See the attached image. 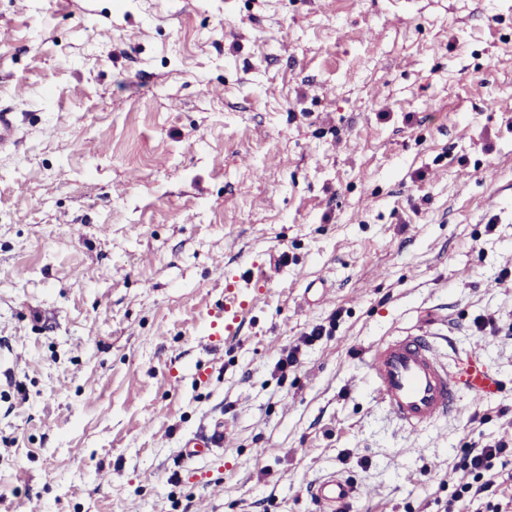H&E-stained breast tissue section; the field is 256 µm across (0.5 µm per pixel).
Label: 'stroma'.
Here are the masks:
<instances>
[{"label":"stroma","instance_id":"obj_1","mask_svg":"<svg viewBox=\"0 0 512 512\" xmlns=\"http://www.w3.org/2000/svg\"><path fill=\"white\" fill-rule=\"evenodd\" d=\"M0 32V512H315L331 473L435 512L512 439V335L475 326L512 321V0H0ZM419 331L502 388L411 433L362 357ZM18 125L13 112L0 111V151L11 149L16 143ZM245 312L244 304L237 292L224 291V306H222L217 318H223V333L226 336L235 335L242 314Z\"/></svg>","mask_w":512,"mask_h":512}]
</instances>
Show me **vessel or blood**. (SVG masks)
I'll use <instances>...</instances> for the list:
<instances>
[{
    "label": "vessel or blood",
    "mask_w": 512,
    "mask_h": 512,
    "mask_svg": "<svg viewBox=\"0 0 512 512\" xmlns=\"http://www.w3.org/2000/svg\"><path fill=\"white\" fill-rule=\"evenodd\" d=\"M14 113L0 111V151L16 143ZM244 304L237 292L226 290L219 312L227 336L235 335ZM365 378L393 418L411 432L419 431L456 410L463 398L482 400L498 381L486 363L469 358L449 366L430 337L421 333L388 336L367 349ZM320 512H346L355 493L348 479L333 474L311 488Z\"/></svg>",
    "instance_id": "b4317fda"
}]
</instances>
